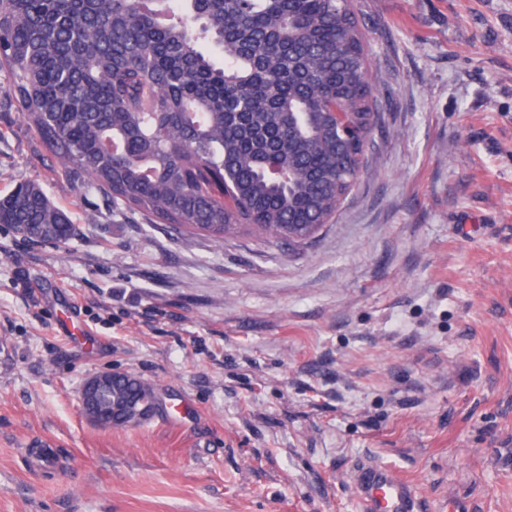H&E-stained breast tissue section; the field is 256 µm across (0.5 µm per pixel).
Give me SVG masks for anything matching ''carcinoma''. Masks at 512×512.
Instances as JSON below:
<instances>
[{
	"instance_id": "1",
	"label": "carcinoma",
	"mask_w": 512,
	"mask_h": 512,
	"mask_svg": "<svg viewBox=\"0 0 512 512\" xmlns=\"http://www.w3.org/2000/svg\"><path fill=\"white\" fill-rule=\"evenodd\" d=\"M0 84L88 194L219 250L242 229L307 245L377 111L352 0H0ZM338 108L365 139L340 134ZM0 224L78 233L32 181L0 198Z\"/></svg>"
}]
</instances>
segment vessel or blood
I'll list each match as a JSON object with an SVG mask.
<instances>
[{
    "label": "vessel or blood",
    "mask_w": 512,
    "mask_h": 512,
    "mask_svg": "<svg viewBox=\"0 0 512 512\" xmlns=\"http://www.w3.org/2000/svg\"><path fill=\"white\" fill-rule=\"evenodd\" d=\"M356 487L367 512H415L417 498L408 481L391 470L371 466L360 470Z\"/></svg>",
    "instance_id": "obj_1"
}]
</instances>
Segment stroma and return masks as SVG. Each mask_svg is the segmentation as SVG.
Instances as JSON below:
<instances>
[{
	"instance_id": "stroma-1",
	"label": "stroma",
	"mask_w": 512,
	"mask_h": 512,
	"mask_svg": "<svg viewBox=\"0 0 512 512\" xmlns=\"http://www.w3.org/2000/svg\"><path fill=\"white\" fill-rule=\"evenodd\" d=\"M383 124L302 250L223 249L109 211L0 109V196L42 184L64 245L0 225V512H512V0H354ZM125 372L158 409L85 416ZM355 483L368 512H414L417 508V497L408 481L387 468H363Z\"/></svg>"
}]
</instances>
